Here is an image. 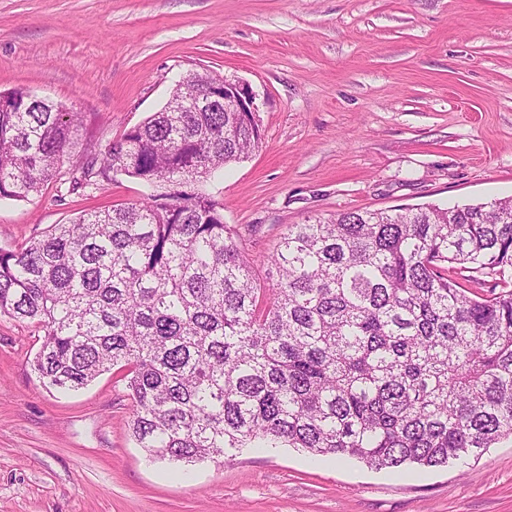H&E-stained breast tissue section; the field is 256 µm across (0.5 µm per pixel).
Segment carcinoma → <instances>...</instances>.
Masks as SVG:
<instances>
[{"label":"carcinoma","mask_w":512,"mask_h":512,"mask_svg":"<svg viewBox=\"0 0 512 512\" xmlns=\"http://www.w3.org/2000/svg\"><path fill=\"white\" fill-rule=\"evenodd\" d=\"M167 105L112 142L72 189L120 172L138 202L0 248V316L42 330L32 360L48 389L115 370L129 424L152 459L301 448L382 470L446 466L512 435V289L471 297L454 276L512 270V199L352 211L290 224L265 277L199 190L260 127L241 112ZM78 117L16 92L0 109V201L59 172Z\"/></svg>","instance_id":"carcinoma-1"}]
</instances>
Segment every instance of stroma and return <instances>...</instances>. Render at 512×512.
<instances>
[{
	"label": "stroma",
	"mask_w": 512,
	"mask_h": 512,
	"mask_svg": "<svg viewBox=\"0 0 512 512\" xmlns=\"http://www.w3.org/2000/svg\"><path fill=\"white\" fill-rule=\"evenodd\" d=\"M202 69L257 95L259 148L202 185L257 276L289 224L512 197V0H0V92L79 115L59 175L0 203V246L143 198L115 172L69 180ZM41 335L0 316V512H512V436L445 467L287 447L149 461L119 374L47 390Z\"/></svg>",
	"instance_id": "stroma-1"
}]
</instances>
